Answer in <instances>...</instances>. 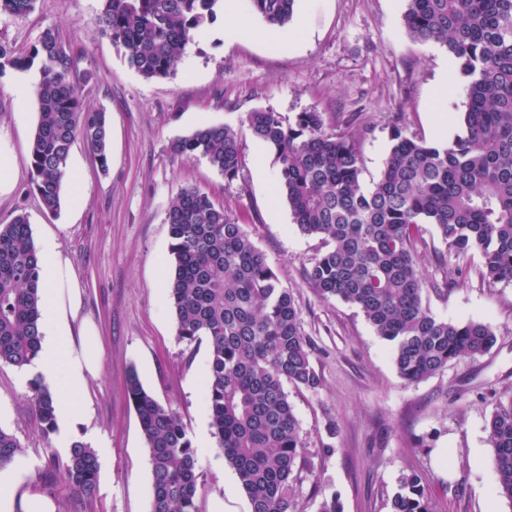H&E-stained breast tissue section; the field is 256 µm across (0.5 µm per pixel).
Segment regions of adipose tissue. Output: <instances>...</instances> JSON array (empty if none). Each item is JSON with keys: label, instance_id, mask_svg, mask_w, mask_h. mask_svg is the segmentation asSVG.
I'll return each mask as SVG.
<instances>
[{"label": "adipose tissue", "instance_id": "ef3b65f1", "mask_svg": "<svg viewBox=\"0 0 512 512\" xmlns=\"http://www.w3.org/2000/svg\"><path fill=\"white\" fill-rule=\"evenodd\" d=\"M38 256L42 340L29 370L60 391L56 416L64 426L79 416L75 400L100 370L99 339L95 326L81 316V288L55 237L42 239ZM0 512H57V505L37 494H19L16 468L10 465L0 469Z\"/></svg>", "mask_w": 512, "mask_h": 512}]
</instances>
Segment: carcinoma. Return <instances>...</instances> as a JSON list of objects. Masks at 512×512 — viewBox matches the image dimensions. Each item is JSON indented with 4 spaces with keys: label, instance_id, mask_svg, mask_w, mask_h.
Masks as SVG:
<instances>
[{
    "label": "carcinoma",
    "instance_id": "cac0c4a2",
    "mask_svg": "<svg viewBox=\"0 0 512 512\" xmlns=\"http://www.w3.org/2000/svg\"><path fill=\"white\" fill-rule=\"evenodd\" d=\"M36 0H0V13L25 16ZM254 13L284 28L295 0H250ZM221 0H103L96 24L145 79L166 78L196 32L217 18ZM404 24L417 42H437L467 85L463 134L437 146L395 126L378 178L361 180L360 151L344 132H328L322 113L293 120L272 108L248 113L253 137L278 165L279 191L295 224L324 250L304 268L322 299L357 307L376 335L394 347L401 379L413 384L462 356L497 343L484 322H452L423 304L417 245L423 225L438 230L456 255L477 252L481 279L512 283V0H408ZM37 68L38 123L30 149V184L48 211L61 203L72 146L82 138L108 168L105 113L84 107L71 56L47 30L24 52L0 45V70ZM173 154L203 157L227 183L246 167L238 132L202 124L171 141ZM174 266L170 298L179 341H207L210 424L235 470L251 512H293L297 472L304 456L298 420L286 385L316 390L310 340L299 309L245 225L208 193L183 188L166 212ZM39 258L28 216L0 224V364L22 367L40 348ZM41 431H56L53 393L30 383ZM127 392L149 448L151 512H199L197 453L178 415L158 402L136 371ZM498 478L497 493L512 502V396L496 404L487 424ZM21 450L0 428V469ZM96 451L72 442L63 474L91 496ZM390 512H433L425 477L404 475Z\"/></svg>",
    "mask_w": 512,
    "mask_h": 512
}]
</instances>
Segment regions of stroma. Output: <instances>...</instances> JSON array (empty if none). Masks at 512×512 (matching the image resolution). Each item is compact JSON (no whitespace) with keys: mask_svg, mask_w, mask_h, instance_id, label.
Returning <instances> with one entry per match:
<instances>
[{"mask_svg":"<svg viewBox=\"0 0 512 512\" xmlns=\"http://www.w3.org/2000/svg\"><path fill=\"white\" fill-rule=\"evenodd\" d=\"M103 0H36L26 16L0 14V44L16 50L53 30L77 74L91 73L81 93L89 110L105 112L109 167L100 169L83 140L72 147L58 212L30 190L29 155L38 113L35 97L18 103L21 79L37 71H0V152L14 167L0 193V224L25 213L34 240L57 233L75 267L82 313L101 332L102 363L82 401L86 414L71 439L95 449L100 463L93 496L72 488L60 468L68 451L58 434L43 435L31 410L32 391L20 368L0 364V428L21 444L20 492L53 500L58 512H150L149 450L126 392L137 371L145 389L182 420L197 443V503L217 501L250 512L237 475L216 440L198 444L209 428L207 344L176 336L167 280L172 269L167 207L187 186L208 192L245 224L299 308L311 343L317 390L289 388L306 446L295 512H319L337 497L342 512H390L404 474L423 473L433 512H512L498 496L487 423L499 399L512 395V283L481 280L478 254H450L434 225L424 227L419 264L423 302L453 322L489 323L499 340L488 353L463 357L424 381L406 384L393 350L364 315L337 298L321 299L304 279L323 249L292 220L276 184L254 170L277 167L271 152L256 154L245 123L249 112L273 108L283 116L323 113L331 131L355 134L361 179L380 173L393 126L430 143L452 141L462 130L464 82L445 71L440 45L414 42L403 21L407 0H296L285 46L268 42L265 21L249 0L218 15L191 41L173 74L145 79L95 25ZM448 92L438 95L440 79ZM229 125L242 136L246 167L228 183L206 159L171 153L169 145L201 124ZM336 433H329V424ZM448 451L440 461L436 451Z\"/></svg>","mask_w":512,"mask_h":512,"instance_id":"obj_1","label":"stroma"}]
</instances>
